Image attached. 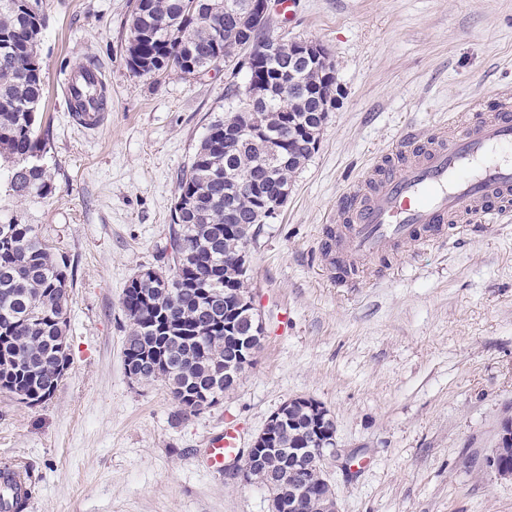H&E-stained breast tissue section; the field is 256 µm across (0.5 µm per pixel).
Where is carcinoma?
I'll list each match as a JSON object with an SVG mask.
<instances>
[{
    "label": "carcinoma",
    "mask_w": 512,
    "mask_h": 512,
    "mask_svg": "<svg viewBox=\"0 0 512 512\" xmlns=\"http://www.w3.org/2000/svg\"><path fill=\"white\" fill-rule=\"evenodd\" d=\"M192 0H131L129 36L124 61L141 77L169 70L195 75L224 56V42L266 39V30L250 19L224 16V0H199L212 13L208 23L190 15ZM45 27L41 0H0V182L19 198H47L54 186L40 164L49 129L38 124L44 80L38 54ZM288 66V52L265 57L254 67L260 81ZM314 77L309 75L294 93L309 100L286 113L273 97L257 106L264 125L275 136L290 124L296 139L292 159L273 168L261 166L262 141L243 140L224 150V125L240 121V108L212 120L187 169L178 178L169 247L179 245L184 262L167 280L133 277L121 299L129 322L124 364L140 365L152 356L164 367L145 369L142 382H163L180 408V415L197 414L224 399V293L247 284L227 272L224 263L238 251L263 221L260 207L279 188L291 185L293 175L311 153L299 145L314 122L318 102ZM251 175L259 183L255 194L235 196L239 232L224 233V199L240 178ZM70 263L33 224L17 219L0 223V390L27 405L50 400L62 377L55 365L65 363L61 347L68 342ZM296 426L276 432L270 443L277 454L266 453L254 481L265 486L293 464L294 448H318L319 425L313 414L292 412ZM25 497L18 488L0 496V512H23Z\"/></svg>",
    "instance_id": "carcinoma-1"
}]
</instances>
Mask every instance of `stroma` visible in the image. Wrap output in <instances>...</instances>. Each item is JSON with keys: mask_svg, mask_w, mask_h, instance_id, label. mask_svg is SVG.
I'll list each match as a JSON object with an SVG mask.
<instances>
[{"mask_svg": "<svg viewBox=\"0 0 512 512\" xmlns=\"http://www.w3.org/2000/svg\"><path fill=\"white\" fill-rule=\"evenodd\" d=\"M40 46L56 192L25 200L0 187V221L35 225L73 266L70 360L53 397L0 393V462L33 487L25 512H268L236 464L204 463L209 436L245 442L288 399L321 402L353 462L328 461L339 512H512V480L484 459L512 419V222L453 244L400 247L387 276L339 288L322 265L326 228L370 160L406 127H454L497 111L512 89V0H298L272 8L271 35L325 46L339 95L319 147L279 216L248 246L266 338L239 386L180 417L163 383L134 384L123 291L161 267L177 177L243 74L212 67L148 79L125 65L129 0H42ZM95 63L109 109L78 126L62 92Z\"/></svg>", "mask_w": 512, "mask_h": 512, "instance_id": "obj_1", "label": "stroma"}]
</instances>
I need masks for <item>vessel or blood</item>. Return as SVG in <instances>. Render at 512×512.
<instances>
[{
	"mask_svg": "<svg viewBox=\"0 0 512 512\" xmlns=\"http://www.w3.org/2000/svg\"><path fill=\"white\" fill-rule=\"evenodd\" d=\"M392 152L400 163H374L339 205L342 222L327 233L336 249L324 254L333 280L357 279L362 266L381 265L401 245L430 246L458 237L464 225L512 216V99L453 133L410 130ZM239 446L237 428L213 434L208 469L223 471Z\"/></svg>",
	"mask_w": 512,
	"mask_h": 512,
	"instance_id": "vessel-or-blood-1",
	"label": "vessel or blood"
}]
</instances>
